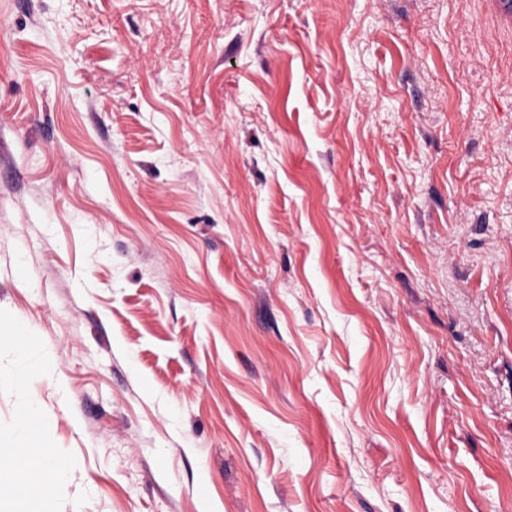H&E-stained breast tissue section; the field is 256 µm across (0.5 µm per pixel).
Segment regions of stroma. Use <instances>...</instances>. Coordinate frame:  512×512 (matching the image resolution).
Masks as SVG:
<instances>
[{"label": "stroma", "instance_id": "obj_1", "mask_svg": "<svg viewBox=\"0 0 512 512\" xmlns=\"http://www.w3.org/2000/svg\"><path fill=\"white\" fill-rule=\"evenodd\" d=\"M30 405L53 512H512V30L0 0V448Z\"/></svg>", "mask_w": 512, "mask_h": 512}]
</instances>
